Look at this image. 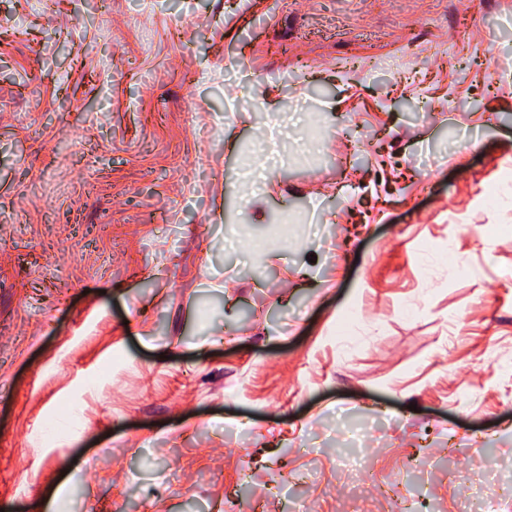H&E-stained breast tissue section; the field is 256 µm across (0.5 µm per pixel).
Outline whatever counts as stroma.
Returning a JSON list of instances; mask_svg holds the SVG:
<instances>
[{
    "label": "stroma",
    "instance_id": "stroma-1",
    "mask_svg": "<svg viewBox=\"0 0 512 512\" xmlns=\"http://www.w3.org/2000/svg\"><path fill=\"white\" fill-rule=\"evenodd\" d=\"M508 183L512 0H0V512H512Z\"/></svg>",
    "mask_w": 512,
    "mask_h": 512
}]
</instances>
